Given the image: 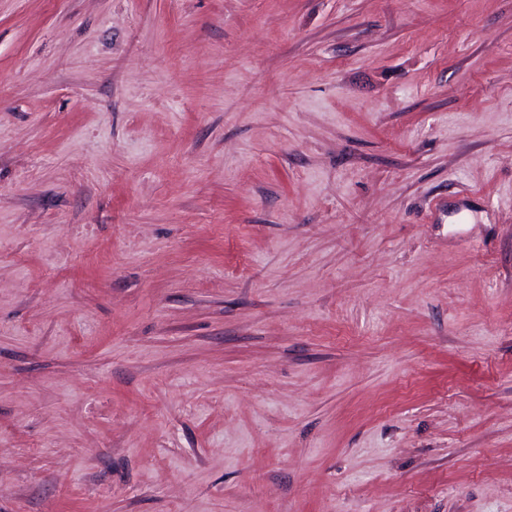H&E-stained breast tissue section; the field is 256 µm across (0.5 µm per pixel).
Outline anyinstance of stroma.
<instances>
[{
    "mask_svg": "<svg viewBox=\"0 0 512 512\" xmlns=\"http://www.w3.org/2000/svg\"><path fill=\"white\" fill-rule=\"evenodd\" d=\"M0 512H512V0H0Z\"/></svg>",
    "mask_w": 512,
    "mask_h": 512,
    "instance_id": "1",
    "label": "stroma"
}]
</instances>
